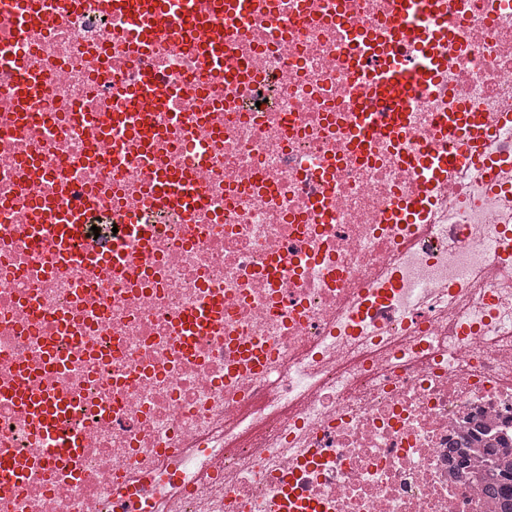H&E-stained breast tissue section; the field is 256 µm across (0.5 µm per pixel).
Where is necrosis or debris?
I'll list each match as a JSON object with an SVG mask.
<instances>
[{
	"label": "necrosis or debris",
	"mask_w": 512,
	"mask_h": 512,
	"mask_svg": "<svg viewBox=\"0 0 512 512\" xmlns=\"http://www.w3.org/2000/svg\"><path fill=\"white\" fill-rule=\"evenodd\" d=\"M276 3L225 37L242 83L174 26L131 55L94 0L22 30L0 10V43L44 74L18 124L21 67L0 65V449L36 450L11 385L73 398L80 446L74 472L0 487V512H490L455 446L512 440V191L464 165L421 220L396 208L418 151L459 148L440 113L512 104V0H452L443 83L360 149L349 27L382 29L389 0ZM148 75L170 96L145 162L112 114ZM169 172L195 178L187 205L152 195ZM66 183L93 199L81 264L58 261L39 210ZM132 221L148 244L113 234ZM216 295L220 324L183 353L182 314Z\"/></svg>",
	"instance_id": "obj_1"
}]
</instances>
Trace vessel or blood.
Returning a JSON list of instances; mask_svg holds the SVG:
<instances>
[{"mask_svg":"<svg viewBox=\"0 0 512 512\" xmlns=\"http://www.w3.org/2000/svg\"><path fill=\"white\" fill-rule=\"evenodd\" d=\"M10 7L19 28H26L35 17L54 15L62 0H0ZM110 13L125 15L128 21L127 40L133 52L145 51L159 32L164 31L172 19H179L182 29V45L197 57L209 70L223 73L225 78L236 79L241 65L230 64L224 52V23H233L259 14L261 0H103ZM449 4L447 0H392L391 19L382 33L388 46L400 48L403 44L420 45L446 36L448 32ZM353 49L347 58L351 70L359 71L374 67L375 77L367 87V98L371 102L383 101L389 106L386 116H378L372 107L365 108L362 115L360 137L375 132L395 134L407 110L411 93L416 86L436 81L441 61L426 65L421 59L388 57L369 49L363 32L352 31ZM42 77L37 70L26 69L15 92L14 112L27 117V101L41 87ZM164 101L159 85L153 77H145L140 89L133 92L123 112L132 125L148 130L151 119L145 104H162ZM493 120L487 114H472L467 104L459 106V120L449 123L440 117L438 130L441 137L453 136L462 139V151L431 152L424 159L426 168L438 173L454 172L459 165L471 163L481 167L492 187H499V171L490 152L491 140L488 129ZM190 182L182 174H165L153 184V194L158 201L170 206L177 205L184 189ZM52 222L67 238L61 244L59 255L68 261H78L79 255L71 251L69 239L82 231L81 212L65 203L53 204L50 208ZM28 409L37 416L34 439L49 441L57 433L55 423L59 417L69 413L74 404L69 396L60 392L31 400Z\"/></svg>","mask_w":512,"mask_h":512,"instance_id":"b4317fda","label":"vessel or blood"}]
</instances>
